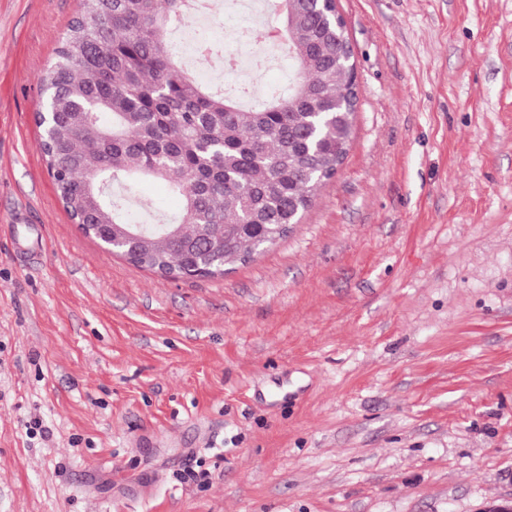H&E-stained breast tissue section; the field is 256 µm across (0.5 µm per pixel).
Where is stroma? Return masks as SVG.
Listing matches in <instances>:
<instances>
[{
    "instance_id": "obj_1",
    "label": "stroma",
    "mask_w": 512,
    "mask_h": 512,
    "mask_svg": "<svg viewBox=\"0 0 512 512\" xmlns=\"http://www.w3.org/2000/svg\"><path fill=\"white\" fill-rule=\"evenodd\" d=\"M355 136L224 276L103 250L37 76L79 0H0V512H482L512 497V0H337ZM209 482H180L187 454Z\"/></svg>"
}]
</instances>
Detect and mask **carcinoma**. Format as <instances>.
Instances as JSON below:
<instances>
[{"mask_svg":"<svg viewBox=\"0 0 512 512\" xmlns=\"http://www.w3.org/2000/svg\"><path fill=\"white\" fill-rule=\"evenodd\" d=\"M188 0H82L38 76L55 112L41 151L70 219L91 238L133 237L115 255L179 280L212 278L246 263L297 224L336 175L354 134L347 107L353 60L339 56L333 4L272 0L295 62L288 93L243 106L183 73L171 34ZM198 63L224 66V41H203ZM163 179L182 197L174 217L134 192Z\"/></svg>","mask_w":512,"mask_h":512,"instance_id":"obj_1","label":"carcinoma"}]
</instances>
